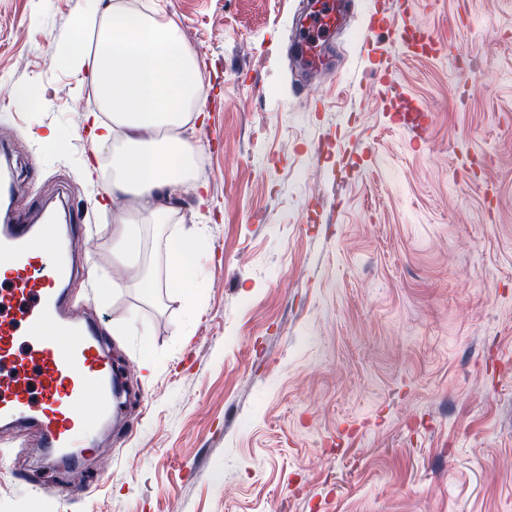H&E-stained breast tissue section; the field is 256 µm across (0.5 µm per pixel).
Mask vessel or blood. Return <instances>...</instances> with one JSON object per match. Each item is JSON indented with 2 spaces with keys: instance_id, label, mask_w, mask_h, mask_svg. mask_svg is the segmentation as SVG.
<instances>
[{
  "instance_id": "b4317fda",
  "label": "vessel or blood",
  "mask_w": 512,
  "mask_h": 512,
  "mask_svg": "<svg viewBox=\"0 0 512 512\" xmlns=\"http://www.w3.org/2000/svg\"><path fill=\"white\" fill-rule=\"evenodd\" d=\"M348 6L349 0H312L292 34L307 67H318L320 47ZM91 221V209H72L60 226L42 206L0 218V253L12 260L0 281V428H36L43 447L66 462L73 449L95 448L94 430L113 399L99 324L75 317L65 300L64 286L78 273L69 239Z\"/></svg>"
}]
</instances>
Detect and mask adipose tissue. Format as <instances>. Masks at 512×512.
Listing matches in <instances>:
<instances>
[{
    "label": "adipose tissue",
    "instance_id": "1",
    "mask_svg": "<svg viewBox=\"0 0 512 512\" xmlns=\"http://www.w3.org/2000/svg\"><path fill=\"white\" fill-rule=\"evenodd\" d=\"M79 27L94 35L93 55L74 51L66 62L75 71L91 72L102 108L86 117L91 134L101 146L116 135L123 142L113 153L106 190L113 203L124 198L133 203L112 230V262L126 265L137 261L145 228L167 223L173 200L204 186L198 166L201 148L182 131L206 114V80L176 22L158 11L135 12L115 0L109 12L89 9ZM206 243L203 224L192 234L155 241L166 259L168 283L187 285L192 309L198 305L203 273L190 270L189 260Z\"/></svg>",
    "mask_w": 512,
    "mask_h": 512
}]
</instances>
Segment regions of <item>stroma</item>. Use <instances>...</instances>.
<instances>
[{
  "label": "stroma",
  "mask_w": 512,
  "mask_h": 512,
  "mask_svg": "<svg viewBox=\"0 0 512 512\" xmlns=\"http://www.w3.org/2000/svg\"><path fill=\"white\" fill-rule=\"evenodd\" d=\"M113 2L0 0L13 209L95 204L69 305L132 386L80 467L0 432V512H512V0H358L314 75L299 0H149L208 83L206 187L157 227H209L193 313L113 267L83 165L109 149L61 53L91 48L76 20ZM419 104L417 142L396 116Z\"/></svg>",
  "instance_id": "stroma-1"
}]
</instances>
